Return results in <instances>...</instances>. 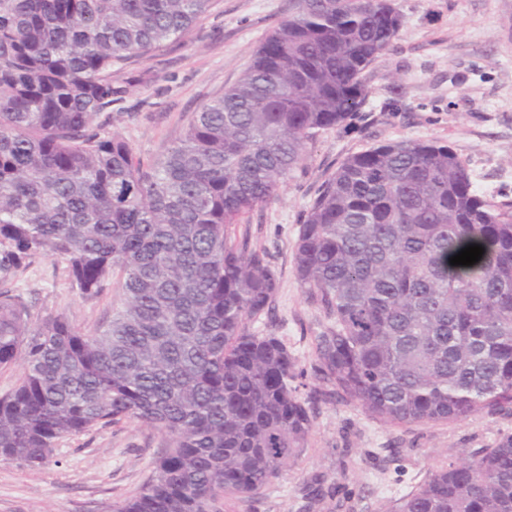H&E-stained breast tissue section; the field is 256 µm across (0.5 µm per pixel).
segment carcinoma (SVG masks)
I'll return each mask as SVG.
<instances>
[{
	"label": "carcinoma",
	"mask_w": 512,
	"mask_h": 512,
	"mask_svg": "<svg viewBox=\"0 0 512 512\" xmlns=\"http://www.w3.org/2000/svg\"><path fill=\"white\" fill-rule=\"evenodd\" d=\"M239 81L151 165L106 131L112 67L181 37L213 0H0V462L47 463L66 436L136 419L166 444L112 512H219L303 447L301 395L272 330L279 282L229 227L268 203L319 133L364 111L362 72L404 25L392 0H291ZM484 248L471 266L450 258ZM64 263L121 299L93 332L40 319L13 283ZM302 287L334 318L317 337L336 400L395 426L512 411V209L480 196L439 141L347 156L303 213ZM397 512H512V436L436 467Z\"/></svg>",
	"instance_id": "obj_1"
}]
</instances>
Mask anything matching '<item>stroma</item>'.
<instances>
[{
  "instance_id": "obj_1",
  "label": "stroma",
  "mask_w": 512,
  "mask_h": 512,
  "mask_svg": "<svg viewBox=\"0 0 512 512\" xmlns=\"http://www.w3.org/2000/svg\"><path fill=\"white\" fill-rule=\"evenodd\" d=\"M405 24L387 54L363 73L370 91L359 120L309 142L306 160L263 208L241 216L253 249L265 252L280 287L274 330L320 398L304 448L258 495L224 498L221 512H393L398 499L443 463L512 435V412L458 423L397 427L354 403L337 402L316 374L315 343L332 325L294 271L303 211L350 154L401 140L440 141L481 179L494 204L512 203V0H395ZM290 0H215L181 38L130 61L115 77L127 88L109 131L144 164L185 135L195 112L223 96ZM38 317L63 315L89 332L110 315L118 291L96 297L70 288L61 264L38 260L18 280ZM164 435L137 420L61 439L41 467L0 462V512H112L152 471Z\"/></svg>"
}]
</instances>
